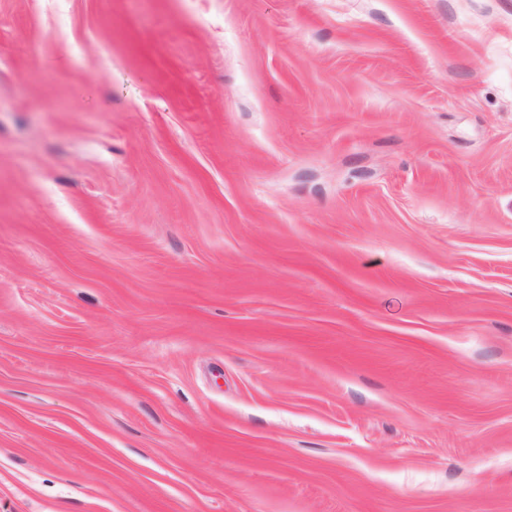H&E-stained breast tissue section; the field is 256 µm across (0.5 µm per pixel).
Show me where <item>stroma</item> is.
Instances as JSON below:
<instances>
[{
	"label": "stroma",
	"instance_id": "1",
	"mask_svg": "<svg viewBox=\"0 0 512 512\" xmlns=\"http://www.w3.org/2000/svg\"><path fill=\"white\" fill-rule=\"evenodd\" d=\"M0 512H512V0H0Z\"/></svg>",
	"mask_w": 512,
	"mask_h": 512
}]
</instances>
